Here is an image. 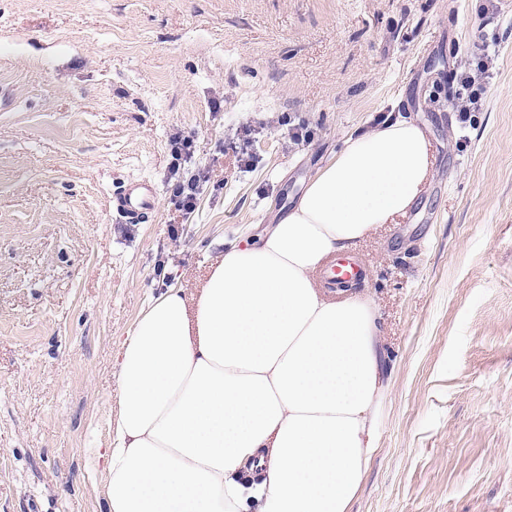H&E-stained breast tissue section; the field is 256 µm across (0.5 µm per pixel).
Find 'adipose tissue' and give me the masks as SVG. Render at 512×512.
Masks as SVG:
<instances>
[{
	"instance_id": "obj_1",
	"label": "adipose tissue",
	"mask_w": 512,
	"mask_h": 512,
	"mask_svg": "<svg viewBox=\"0 0 512 512\" xmlns=\"http://www.w3.org/2000/svg\"><path fill=\"white\" fill-rule=\"evenodd\" d=\"M429 148L406 119L350 136L199 292L154 300L117 359L105 512H349L385 390L379 315L313 275L413 208Z\"/></svg>"
}]
</instances>
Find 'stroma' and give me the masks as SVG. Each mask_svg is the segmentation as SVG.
<instances>
[{
    "instance_id": "35a3bbf8",
    "label": "stroma",
    "mask_w": 512,
    "mask_h": 512,
    "mask_svg": "<svg viewBox=\"0 0 512 512\" xmlns=\"http://www.w3.org/2000/svg\"><path fill=\"white\" fill-rule=\"evenodd\" d=\"M479 0H0V512H103L116 358L168 286L261 236L345 140L384 115L425 130L434 174L350 248L381 317L388 388L351 512H512V36L482 107L435 97ZM447 112V124L431 118ZM309 119L296 145L284 114ZM263 125L253 163L224 141ZM212 180L168 202L167 140ZM155 181L120 222L112 195ZM158 187L149 179L130 180L112 196V210L120 219L136 223L156 208Z\"/></svg>"
}]
</instances>
